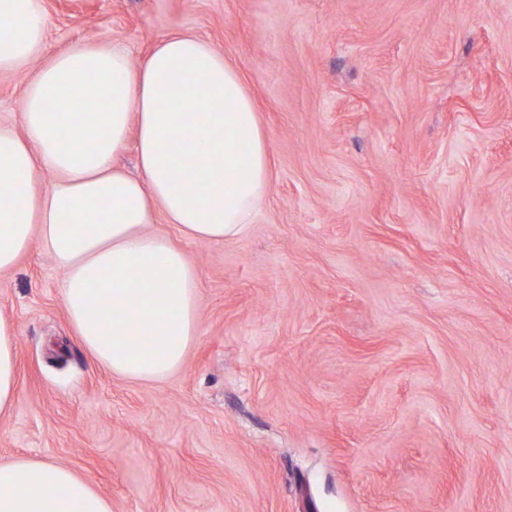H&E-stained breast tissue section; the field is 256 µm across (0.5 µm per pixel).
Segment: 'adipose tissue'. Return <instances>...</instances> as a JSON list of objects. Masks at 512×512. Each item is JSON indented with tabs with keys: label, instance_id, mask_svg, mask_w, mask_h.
I'll list each match as a JSON object with an SVG mask.
<instances>
[{
	"label": "adipose tissue",
	"instance_id": "adipose-tissue-1",
	"mask_svg": "<svg viewBox=\"0 0 512 512\" xmlns=\"http://www.w3.org/2000/svg\"><path fill=\"white\" fill-rule=\"evenodd\" d=\"M47 25L43 0H0V72L42 60L22 99L23 132L0 125V273L39 241L93 359L161 381L198 337V274L145 227L161 213L190 239L243 237L270 189L267 139L237 71L198 37L168 35L136 67L114 44L46 54ZM130 144L137 178L116 164ZM16 337L0 316V415L18 398ZM0 512L112 505L66 466L16 460L0 462Z\"/></svg>",
	"mask_w": 512,
	"mask_h": 512
}]
</instances>
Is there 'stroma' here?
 <instances>
[{
    "mask_svg": "<svg viewBox=\"0 0 512 512\" xmlns=\"http://www.w3.org/2000/svg\"><path fill=\"white\" fill-rule=\"evenodd\" d=\"M46 50L171 33L223 53L270 191L188 240L199 336L160 382L81 345L39 243L0 274L18 401L0 461L112 512H512V0H43ZM0 74V123L24 85Z\"/></svg>",
    "mask_w": 512,
    "mask_h": 512,
    "instance_id": "35a3bbf8",
    "label": "stroma"
}]
</instances>
